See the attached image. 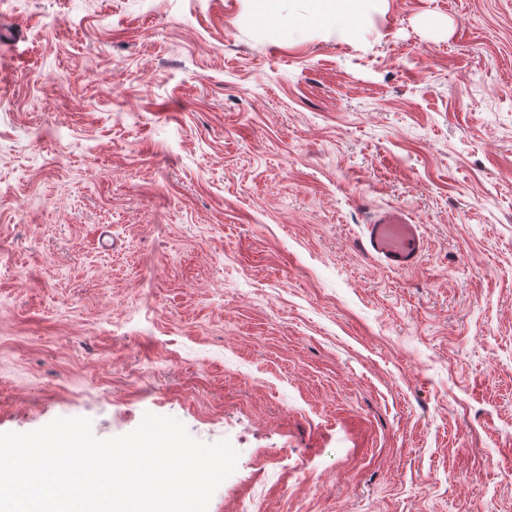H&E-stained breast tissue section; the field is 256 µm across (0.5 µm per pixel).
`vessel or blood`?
Returning a JSON list of instances; mask_svg holds the SVG:
<instances>
[{
  "label": "vessel or blood",
  "mask_w": 512,
  "mask_h": 512,
  "mask_svg": "<svg viewBox=\"0 0 512 512\" xmlns=\"http://www.w3.org/2000/svg\"><path fill=\"white\" fill-rule=\"evenodd\" d=\"M364 236L363 250L394 269L416 267L425 253L419 225L410 223L397 207L377 212L366 225Z\"/></svg>",
  "instance_id": "vessel-or-blood-1"
}]
</instances>
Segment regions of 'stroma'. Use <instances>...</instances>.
Listing matches in <instances>:
<instances>
[{"label": "stroma", "mask_w": 512, "mask_h": 512, "mask_svg": "<svg viewBox=\"0 0 512 512\" xmlns=\"http://www.w3.org/2000/svg\"><path fill=\"white\" fill-rule=\"evenodd\" d=\"M308 8L0 4V433L176 418L238 453L208 512H512V0ZM375 0H312V10L302 21L308 26L334 24L354 38ZM363 250L393 269L416 267L425 253L420 226L410 224L401 208L377 212L365 226Z\"/></svg>", "instance_id": "stroma-1"}]
</instances>
